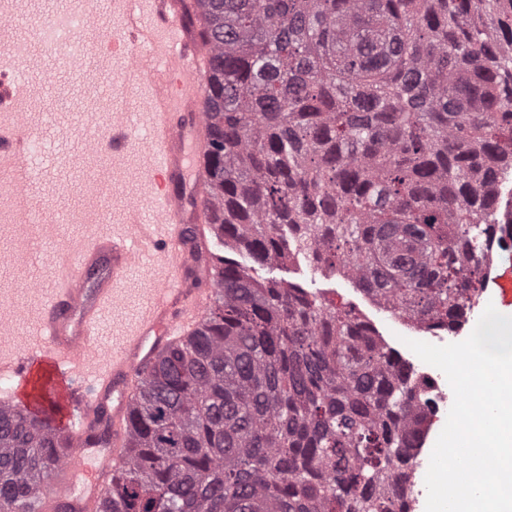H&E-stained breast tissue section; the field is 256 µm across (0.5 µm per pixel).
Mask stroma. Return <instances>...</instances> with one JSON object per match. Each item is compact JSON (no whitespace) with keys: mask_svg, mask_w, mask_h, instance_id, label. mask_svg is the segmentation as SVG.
<instances>
[{"mask_svg":"<svg viewBox=\"0 0 512 512\" xmlns=\"http://www.w3.org/2000/svg\"><path fill=\"white\" fill-rule=\"evenodd\" d=\"M85 4L97 12L99 21L79 30L77 39L87 46L88 54L76 67L48 50L45 29L48 22L77 11V0H8L6 5L16 20L12 38L29 47L28 56L18 65L26 89V121L42 140L36 191L42 209L59 218L50 230L44 255H36L30 248L32 228L26 216L15 209L11 198L0 195V255L11 258L9 264H0V300L11 310L8 333L12 336L32 334L40 294L51 289L57 263L72 242L122 225L129 199L149 201L148 187L141 179L147 159L140 147L117 159L111 152L90 147L91 142L105 138L112 126V115L104 110L110 99L107 86L122 66L120 59L96 54L95 47L120 26L121 18L113 10V0H86ZM89 113L96 114V123L86 122ZM157 271L155 258L144 257L130 277V294L117 319L102 325L104 339H111L135 315L138 291ZM273 275L319 296L337 290L365 310L377 327L388 322L386 313L368 306L352 280L311 274L301 261L274 270Z\"/></svg>","mask_w":512,"mask_h":512,"instance_id":"stroma-1","label":"stroma"}]
</instances>
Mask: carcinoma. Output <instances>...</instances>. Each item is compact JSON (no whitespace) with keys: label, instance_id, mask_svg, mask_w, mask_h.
I'll return each mask as SVG.
<instances>
[{"label":"carcinoma","instance_id":"cac0c4a2","mask_svg":"<svg viewBox=\"0 0 512 512\" xmlns=\"http://www.w3.org/2000/svg\"><path fill=\"white\" fill-rule=\"evenodd\" d=\"M224 248L201 332L140 377L98 512H394L425 413L354 309L257 274L294 255L421 326L481 284L512 170V0H195ZM68 440L0 403V512Z\"/></svg>","mask_w":512,"mask_h":512}]
</instances>
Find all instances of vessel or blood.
Returning <instances> with one entry per match:
<instances>
[{"label": "vessel or blood", "instance_id": "obj_1", "mask_svg": "<svg viewBox=\"0 0 512 512\" xmlns=\"http://www.w3.org/2000/svg\"><path fill=\"white\" fill-rule=\"evenodd\" d=\"M124 24L112 35V49L123 60L122 79L110 85L113 96L136 88L147 96L150 125L143 145L150 159L153 213L130 204L119 231L92 235L64 260L36 326V338L0 350V375L13 380L5 402L25 405L37 376L58 410L53 424L72 438L51 486L40 492V508L65 505L92 512L105 479L126 459L125 434L139 372L164 347L182 342L201 325L213 295L208 254L203 183L207 176V122L199 76L209 70L208 53L188 33L189 0H115ZM21 80L14 63L0 65V111L20 109ZM35 137L24 123L0 129V169L29 167L28 144ZM134 140L129 121L112 123V135L99 148L122 154ZM195 170L194 194L181 183L186 166ZM158 253L166 280L146 289V301L125 326L117 343L105 347L100 327L125 296L123 285L145 252ZM95 281H88V271ZM179 287H171V279ZM502 306L512 307V262L499 266L491 280ZM112 416V446L93 441L92 421Z\"/></svg>", "mask_w": 512, "mask_h": 512}]
</instances>
